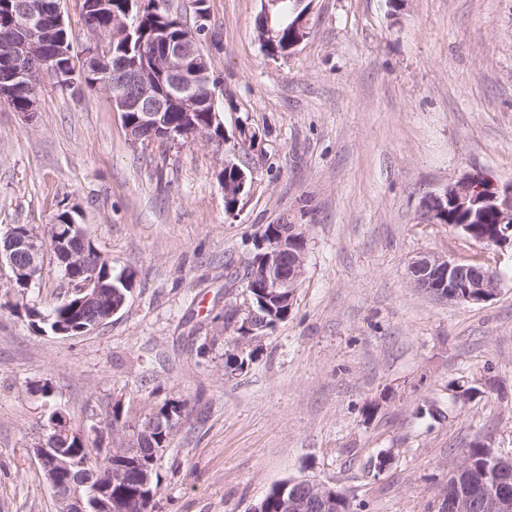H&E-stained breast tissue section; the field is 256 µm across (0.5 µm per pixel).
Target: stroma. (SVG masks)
<instances>
[{
	"label": "stroma",
	"instance_id": "obj_1",
	"mask_svg": "<svg viewBox=\"0 0 512 512\" xmlns=\"http://www.w3.org/2000/svg\"><path fill=\"white\" fill-rule=\"evenodd\" d=\"M207 8L224 128L257 134L233 212L223 153L133 146L101 92L45 82L30 122L0 105V228L77 207L113 272L135 274L109 323L60 337L28 316L67 291L54 258L22 295L0 268V512H56L35 451L51 412L101 458L123 439L120 399L195 402L161 453L156 512H247L305 478L354 512H438L475 436L512 453V252L421 215L463 175L512 182V0H313L309 36L274 57L263 0ZM268 224L303 225L305 274L288 317L236 347L224 316L245 321ZM422 252L485 258L497 297L432 301L407 279ZM473 379L480 394L449 410V383ZM426 404L441 417L416 418Z\"/></svg>",
	"mask_w": 512,
	"mask_h": 512
}]
</instances>
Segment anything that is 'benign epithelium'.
<instances>
[{
	"mask_svg": "<svg viewBox=\"0 0 512 512\" xmlns=\"http://www.w3.org/2000/svg\"><path fill=\"white\" fill-rule=\"evenodd\" d=\"M300 16L294 20L295 38L288 46L294 50L309 35V10H301L307 0H295ZM24 6L15 5L9 11L7 26L14 29V50L4 59L6 68L0 70V102L10 104L22 98L27 103L24 114L34 115L40 109L39 86L52 76L47 65L52 58L71 55L65 43L56 40L54 32H46L28 22L19 24L16 15ZM115 70H99L94 88L109 95L113 110L126 115L137 113L136 125H126L132 144L141 142V132L156 134L161 118L174 108L197 100V91L213 83L209 61L199 52L196 34L173 35L160 27L149 38L141 40L139 56L118 58ZM224 167L234 170V180L224 183V193L241 194L249 179L248 172L230 159ZM458 212L474 213L483 205L496 215L497 225H508V233L494 240L499 249L512 248V183H504L483 191L471 176H464L421 202L424 221L439 223L438 215L448 210L447 203ZM271 243L266 246L263 260L249 261L244 275L247 293L263 294V300L283 305L292 301L293 288L305 274V251L296 225L278 224L268 231ZM88 238L76 222L70 221L66 231L54 230V236H42L29 226H19L0 244V266L8 265L13 278L27 285L36 281L42 272L44 256L52 253L61 268L84 263ZM409 283L430 298L448 304H481L494 299L499 285L490 272L477 269L435 252H423L408 264ZM76 307L83 320L90 324L103 323L126 305L127 295L113 291V286L98 279L95 272L77 289ZM49 429L52 434L42 438L36 448L40 466L55 491L58 512H126L125 506L112 499V482L104 481L93 468L74 462V449L68 447L74 436L63 416L55 414ZM155 423L136 428L125 436L126 446L138 449L151 440ZM342 494L328 485L308 480L294 488L283 500L285 512H325L333 498ZM483 512H512V492L502 484L489 490Z\"/></svg>",
	"mask_w": 512,
	"mask_h": 512,
	"instance_id": "1",
	"label": "benign epithelium"
}]
</instances>
